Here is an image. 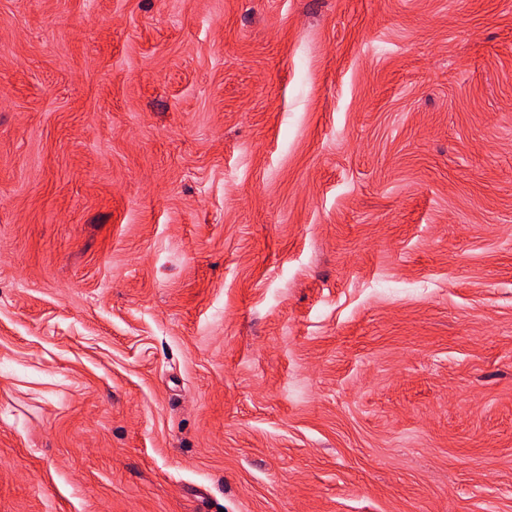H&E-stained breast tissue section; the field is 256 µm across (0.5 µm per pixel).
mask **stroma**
Here are the masks:
<instances>
[{"label": "stroma", "instance_id": "obj_1", "mask_svg": "<svg viewBox=\"0 0 512 512\" xmlns=\"http://www.w3.org/2000/svg\"><path fill=\"white\" fill-rule=\"evenodd\" d=\"M0 512H512V0H0Z\"/></svg>", "mask_w": 512, "mask_h": 512}]
</instances>
